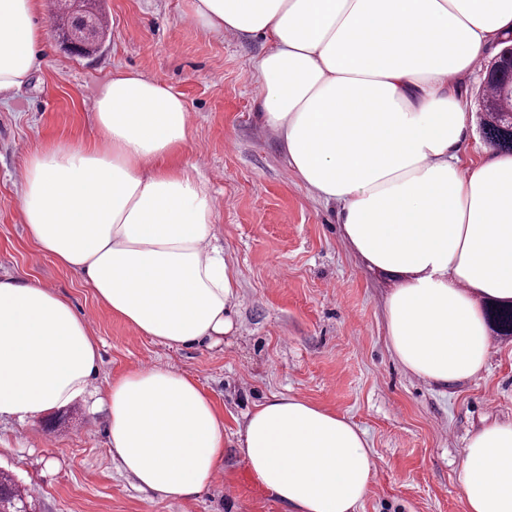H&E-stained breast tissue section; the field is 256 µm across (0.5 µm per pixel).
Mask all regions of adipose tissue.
Here are the masks:
<instances>
[{
  "label": "adipose tissue",
  "mask_w": 512,
  "mask_h": 512,
  "mask_svg": "<svg viewBox=\"0 0 512 512\" xmlns=\"http://www.w3.org/2000/svg\"><path fill=\"white\" fill-rule=\"evenodd\" d=\"M39 0H0V97L36 69L48 30ZM205 28L263 37L259 110L290 169L335 203L344 239L398 275L387 344L437 387L480 377L489 341L475 294L512 299V155L462 165L463 77L512 31V0H197ZM96 139L28 155L30 238L80 274L139 334L170 346L234 330L238 279L215 244L207 181L176 158L189 138L182 95L119 71L93 104ZM98 342L64 296L0 278V419L33 421L83 396ZM112 456L160 497L199 494L224 468V421L188 375L162 367L108 386ZM239 449L286 512H356L372 480L364 433L292 395L249 413ZM466 512H512V424L464 449Z\"/></svg>",
  "instance_id": "ef3b65f1"
}]
</instances>
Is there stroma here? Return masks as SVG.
I'll return each mask as SVG.
<instances>
[{"instance_id": "35a3bbf8", "label": "stroma", "mask_w": 512, "mask_h": 512, "mask_svg": "<svg viewBox=\"0 0 512 512\" xmlns=\"http://www.w3.org/2000/svg\"><path fill=\"white\" fill-rule=\"evenodd\" d=\"M193 0H101L110 28L77 57L50 33L23 88L0 99V276L65 295L99 341L88 393L36 421L0 420V472L34 512H284L238 450L247 412L275 394L299 396L365 432L375 469L357 512H465L463 450L481 426L512 424V336L489 333L482 376L439 389L404 368L386 341L385 300L396 277L369 269L341 236L333 206L288 168L278 136L256 119L254 64L262 38L209 31ZM118 71H139L182 94L190 112L180 164L195 166L214 202L213 231L238 273L235 335L212 346H169L112 315L75 272L30 240L21 212L24 162L34 150L94 139L93 99ZM483 70L465 82L466 157L492 152L482 130ZM193 377L224 420V469L197 497L138 489L112 459L107 384L136 370Z\"/></svg>"}]
</instances>
